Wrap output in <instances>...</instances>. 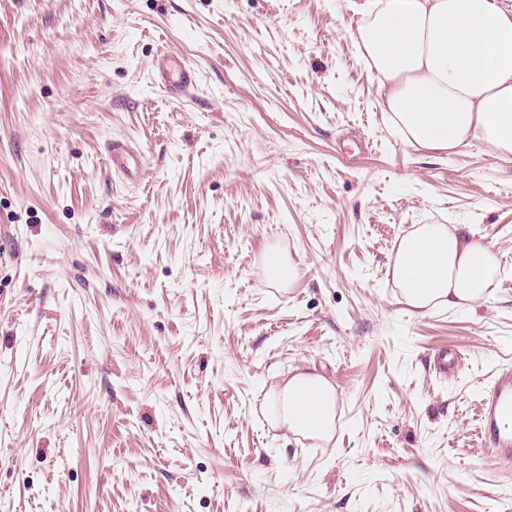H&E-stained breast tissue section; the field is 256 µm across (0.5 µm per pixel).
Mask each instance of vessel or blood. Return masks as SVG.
<instances>
[{
    "instance_id": "1",
    "label": "vessel or blood",
    "mask_w": 512,
    "mask_h": 512,
    "mask_svg": "<svg viewBox=\"0 0 512 512\" xmlns=\"http://www.w3.org/2000/svg\"><path fill=\"white\" fill-rule=\"evenodd\" d=\"M161 89L175 99L185 97L194 89L197 72L183 57L166 52L154 66ZM108 164L130 178L140 177L142 166L138 153L127 143L113 140L108 144ZM479 429L481 441L499 466L512 468V365L498 366L493 379L482 388L479 397Z\"/></svg>"
}]
</instances>
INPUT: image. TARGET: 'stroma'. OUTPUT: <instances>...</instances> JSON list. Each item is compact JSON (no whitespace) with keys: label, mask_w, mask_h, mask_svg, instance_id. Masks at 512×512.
Instances as JSON below:
<instances>
[{"label":"stroma","mask_w":512,"mask_h":512,"mask_svg":"<svg viewBox=\"0 0 512 512\" xmlns=\"http://www.w3.org/2000/svg\"><path fill=\"white\" fill-rule=\"evenodd\" d=\"M347 4L0 0V512H512L476 416L512 363V154L389 130ZM419 224L492 249L487 301L402 303ZM304 365L336 387L326 443L262 412ZM154 72L159 87L172 98H183L196 86V70L177 54H160L155 62ZM108 164L128 178H138L142 173V166L138 160V153L127 143L111 140L108 144ZM266 268L269 280L281 286L290 285L296 275L295 268L288 262V257L278 249L267 255Z\"/></svg>","instance_id":"stroma-1"}]
</instances>
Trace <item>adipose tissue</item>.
I'll list each match as a JSON object with an SVG mask.
<instances>
[{
	"label": "adipose tissue",
	"mask_w": 512,
	"mask_h": 512,
	"mask_svg": "<svg viewBox=\"0 0 512 512\" xmlns=\"http://www.w3.org/2000/svg\"><path fill=\"white\" fill-rule=\"evenodd\" d=\"M357 51L375 76L386 125L405 143L451 153L479 141L512 154V0H349ZM416 310L488 300L502 279L496 254L461 224H423L391 262ZM336 388L304 370L276 386L262 410L272 428L330 441Z\"/></svg>",
	"instance_id": "ef3b65f1"
}]
</instances>
